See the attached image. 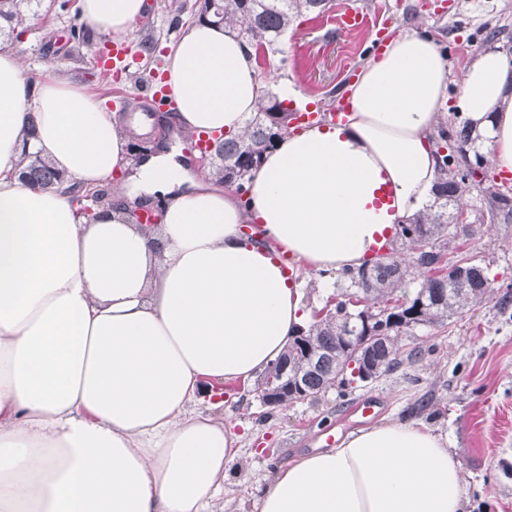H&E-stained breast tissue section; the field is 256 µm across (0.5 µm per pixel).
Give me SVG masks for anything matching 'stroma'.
Listing matches in <instances>:
<instances>
[{
	"instance_id": "obj_1",
	"label": "stroma",
	"mask_w": 512,
	"mask_h": 512,
	"mask_svg": "<svg viewBox=\"0 0 512 512\" xmlns=\"http://www.w3.org/2000/svg\"><path fill=\"white\" fill-rule=\"evenodd\" d=\"M147 8L127 41L136 59L127 69L102 79L97 55L108 39L91 35L81 46L69 40L68 18L56 17L51 0L28 13L26 30L8 43L28 75H58L72 80L102 101L128 96L127 111L140 112L137 90L162 70L170 43L197 22L203 0H146ZM353 7L368 26L347 34L337 15ZM504 27L496 42L488 29ZM434 36L451 66L448 102H457L456 76L478 53L512 47V0H333L325 13L307 12L290 25L275 52L259 61L262 93L282 78L297 91L296 111L329 112L347 95L346 88L377 45L407 29ZM482 258L492 279L491 296L434 327H418L400 336L401 366L370 383L332 387L318 400L280 408L264 405L255 379L228 380L219 395H206L190 408L214 416L239 434L240 450L218 502L224 512H254L260 489L279 467L317 451L320 430L332 427L337 438L361 428L348 414L357 400L376 397L377 422L405 421L447 438L462 466L464 512H512V224H495L449 252L457 261ZM300 301L313 316L333 297L336 275L307 265L296 267Z\"/></svg>"
}]
</instances>
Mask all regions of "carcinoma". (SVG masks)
Here are the masks:
<instances>
[{"mask_svg":"<svg viewBox=\"0 0 512 512\" xmlns=\"http://www.w3.org/2000/svg\"><path fill=\"white\" fill-rule=\"evenodd\" d=\"M32 0H0V25L3 34L21 36L25 12ZM330 0H204L200 19L232 26L254 51H273L286 33L293 18L303 12H324ZM57 13L70 20V41L82 44L88 38L85 26L74 14V0H57ZM292 113L281 108V103L269 96L259 97L256 112L247 121L246 134L239 140H218L209 167V176L222 184L236 186L240 193L247 192L246 180L251 166L243 158L258 162L263 153L274 144V139L286 134ZM436 158L438 176L434 201L429 209L420 212L408 224L395 228V240L387 255L377 257L368 267L341 273L342 283L336 294V309L318 311L308 327L298 335L308 337L311 349L292 341L279 358L286 359L302 370L301 381L289 373L272 374L267 370L263 378L274 375L275 386L281 388L284 403L315 401L336 383L340 387L359 380L351 363L358 362L355 349L345 336L367 335L365 324H355L352 308L355 299H363L380 308L402 305V314L393 322L390 337L375 340L363 349L364 362L374 369L371 379L393 371L401 364L398 336L416 327H431L481 303L493 288L481 261L472 257L461 266L463 275L457 279L452 274L436 272V264L445 262L448 267L458 263L448 258L450 245L460 238H471L485 224H512V198L497 184L481 189L480 207L469 212L468 224L458 223L464 212L463 194L469 190L473 178L469 172V150H474L475 161L485 168V157L476 150L480 135L474 125L466 120L459 128L440 130ZM23 167L26 182L48 188L64 183L61 173L37 154H24ZM72 200L88 207L97 215L112 208V199L104 188L87 189L77 185L68 187Z\"/></svg>","mask_w":512,"mask_h":512,"instance_id":"obj_1","label":"carcinoma"}]
</instances>
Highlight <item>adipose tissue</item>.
<instances>
[{"label": "adipose tissue", "instance_id": "adipose-tissue-1", "mask_svg": "<svg viewBox=\"0 0 512 512\" xmlns=\"http://www.w3.org/2000/svg\"><path fill=\"white\" fill-rule=\"evenodd\" d=\"M79 5L107 38L128 36L145 11V0ZM511 71L502 50L480 52L457 100L490 164L509 172ZM165 72L183 131L244 135L261 77L235 29L194 23ZM449 75L433 36L401 32L362 65L345 121L283 135L243 200L148 156L126 192L159 198L147 228L119 206L85 220L66 187L20 181L29 150L99 185L130 166V138L84 87L30 78L1 51L0 512H208L239 437L190 403L263 372L303 325L284 256L320 271L362 266L431 196ZM385 184L392 201L380 206ZM463 497L446 440L386 422L279 469L258 512H461Z\"/></svg>", "mask_w": 512, "mask_h": 512}]
</instances>
